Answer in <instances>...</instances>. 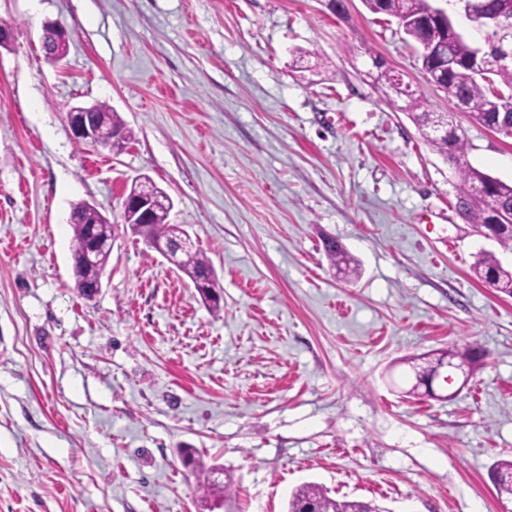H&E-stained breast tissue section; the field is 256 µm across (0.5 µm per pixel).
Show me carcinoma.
Returning a JSON list of instances; mask_svg holds the SVG:
<instances>
[{
  "label": "carcinoma",
  "mask_w": 512,
  "mask_h": 512,
  "mask_svg": "<svg viewBox=\"0 0 512 512\" xmlns=\"http://www.w3.org/2000/svg\"><path fill=\"white\" fill-rule=\"evenodd\" d=\"M367 9L374 14H383L395 19H412L415 26L408 35L412 39H422L435 31V22L427 14L426 0H364ZM448 54L455 59L454 68L439 77L441 88L448 98L465 107L474 121L484 127L503 119L511 120L512 111L507 109L512 95V69H493L486 77L464 78L470 68L473 50L468 39H448ZM404 110L418 122L429 145L454 167L458 177L457 208L460 216L478 231L496 240L501 247L512 250V182L507 183L474 167L466 157L463 135L448 127V135L439 137L432 132L430 125L437 113L431 111L427 100L420 94L403 98ZM97 122L117 130L129 141L132 131L112 109L102 103L95 105ZM170 210L157 211L148 227L147 236L151 239H172L180 233V225L169 219ZM70 225L73 230V276L75 288L84 293L87 284L96 281L106 268L110 254H100L97 264L90 266L82 261V252L90 245L91 236L110 238L114 235V224L101 222L100 214L84 208L78 203L73 207ZM326 257L333 268L344 274L354 273L350 259L335 241L324 244ZM182 271L188 277L211 269V263L204 252L193 247L185 251L181 260ZM473 272L485 284L506 295L512 296V270L504 267L492 254L479 258ZM448 355L470 364L483 356L472 345L454 348ZM491 477L497 494L512 497V460L497 461L491 466ZM316 503L323 512H387L374 501L336 499L315 483H305L294 490L288 500V512H298L302 505Z\"/></svg>",
  "instance_id": "1"
}]
</instances>
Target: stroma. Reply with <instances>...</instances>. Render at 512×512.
<instances>
[{
    "instance_id": "35a3bbf8",
    "label": "stroma",
    "mask_w": 512,
    "mask_h": 512,
    "mask_svg": "<svg viewBox=\"0 0 512 512\" xmlns=\"http://www.w3.org/2000/svg\"><path fill=\"white\" fill-rule=\"evenodd\" d=\"M71 35L57 64L42 28ZM0 512H286L304 483L386 512H512V297L477 280L512 251L458 214L454 168L370 74L401 72L471 164L512 180V139L429 83L363 0H0ZM104 103L114 155L67 115ZM146 175L222 287L123 225ZM115 226L101 290L72 271L74 204ZM360 267L337 275L325 240ZM485 350L445 401L411 366ZM229 494H213L212 470ZM91 112H93L92 105L77 106L70 111L68 122L75 142L101 147L113 154L121 153L126 143L132 138L131 129L127 127L118 113L113 112L106 104L95 105V118L101 126L119 132L107 131L98 126L92 118ZM121 135L125 138V142ZM491 477L497 494L512 499V460L497 461L491 466Z\"/></svg>"
}]
</instances>
